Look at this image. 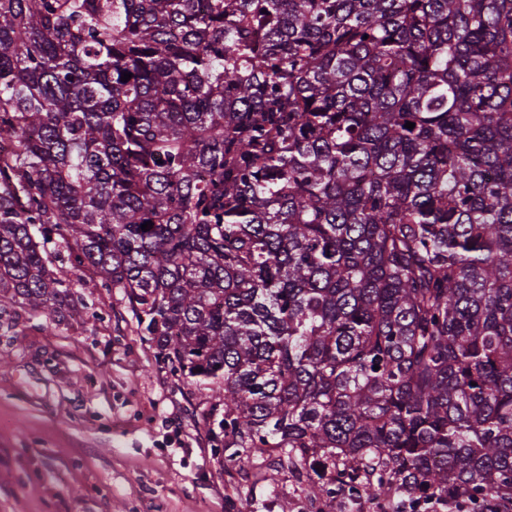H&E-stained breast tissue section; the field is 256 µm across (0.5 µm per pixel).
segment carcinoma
<instances>
[{"label":"carcinoma","mask_w":512,"mask_h":512,"mask_svg":"<svg viewBox=\"0 0 512 512\" xmlns=\"http://www.w3.org/2000/svg\"><path fill=\"white\" fill-rule=\"evenodd\" d=\"M4 141L0 303L59 242L227 461L512 510V0H0Z\"/></svg>","instance_id":"1"}]
</instances>
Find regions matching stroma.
Returning a JSON list of instances; mask_svg holds the SVG:
<instances>
[{"instance_id":"1","label":"stroma","mask_w":512,"mask_h":512,"mask_svg":"<svg viewBox=\"0 0 512 512\" xmlns=\"http://www.w3.org/2000/svg\"><path fill=\"white\" fill-rule=\"evenodd\" d=\"M53 268L63 317L0 305V512H316L277 453L227 466L211 390L159 369L119 290Z\"/></svg>"}]
</instances>
